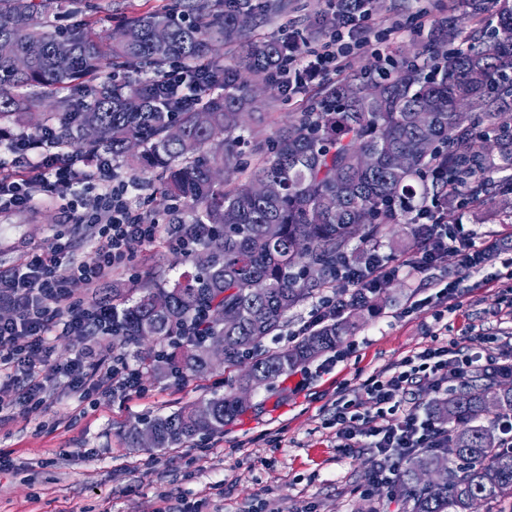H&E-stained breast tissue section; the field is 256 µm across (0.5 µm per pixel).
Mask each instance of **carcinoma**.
<instances>
[{
  "instance_id": "obj_1",
  "label": "carcinoma",
  "mask_w": 512,
  "mask_h": 512,
  "mask_svg": "<svg viewBox=\"0 0 512 512\" xmlns=\"http://www.w3.org/2000/svg\"><path fill=\"white\" fill-rule=\"evenodd\" d=\"M56 3L0 0V44L27 59L18 69L0 57V128L36 118L65 149L158 171L165 213L209 231L172 287L134 289L138 297L119 310L112 335L123 344L150 338L141 364L156 379L182 369L207 373L212 340L227 346L224 367H251L222 394L132 425L126 439L133 447L143 431L154 433L157 449L220 434L245 411L237 391L270 384L336 348L372 302L352 305L351 317L291 347L269 351L263 343L288 311L336 287L340 263L363 265L393 227L407 250L428 241L431 228L415 216L429 204L512 209V0H461L481 28L464 36L436 16L413 50L398 52L388 67L324 84L275 137L253 138L245 165L236 131L273 103L252 89L271 84L287 93L275 73L301 51L298 43L248 32L288 14L292 0H174L128 18L107 40L89 17L65 30L38 22ZM60 44L71 47L64 69L54 57ZM175 64L187 75L177 90L159 82ZM145 68L152 78L126 77ZM473 71L482 75L478 84L469 80ZM458 97L472 101L464 114L453 108ZM363 153L376 157L374 167L362 166ZM398 154L408 168L393 165ZM259 181L277 184L278 194L253 195ZM431 412L448 424V447L401 466L408 512H467L473 499L512 500V453L499 452L496 422L488 420L512 414V369L434 401ZM448 456L461 467L443 469Z\"/></svg>"
}]
</instances>
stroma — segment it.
<instances>
[{"mask_svg":"<svg viewBox=\"0 0 512 512\" xmlns=\"http://www.w3.org/2000/svg\"><path fill=\"white\" fill-rule=\"evenodd\" d=\"M97 30L117 31L128 16L167 8L170 0H96ZM288 16L259 28L262 36L304 32L311 19L330 18V0H294ZM449 0H371L373 29L367 43L351 48L344 58L346 72L374 65L379 57L408 50L418 39L421 10L448 6ZM309 84L293 96H279L263 121H248L243 136L259 131L274 136L277 128L299 112ZM60 198H43L36 210L0 214V272L11 270L20 246L48 248L54 235L73 243L77 260H91L93 244L84 227L63 221ZM448 226L476 243L512 240V216L493 218L468 210L449 213ZM183 256L166 239L152 245H130V261L112 274L113 288L128 290L149 282L172 287L183 271ZM501 257L485 261L481 271L464 277L456 252L439 267L388 279L373 306L348 339L347 359L328 373L300 371L258 388L249 410L226 426L223 434L176 448H133L125 433L146 416L167 414L226 389L230 372L215 364L204 375L184 373L157 381L142 375V396L91 394L82 398L67 388L56 365L71 361L83 349L111 352L116 342L98 335L90 340L55 334L52 356L42 368L47 404L42 412L22 406L0 412V457L11 470L0 472V512H258L270 501L279 512H406L395 489L367 487L376 468L373 449L336 446L327 425L343 384L358 385L396 360L430 344L429 313L402 316L411 295L427 297L454 284L462 304L448 316L447 343L469 328L486 329L499 341L512 340V305L501 290L507 287ZM368 497H360L362 488Z\"/></svg>","mask_w":512,"mask_h":512,"instance_id":"stroma-1","label":"stroma"}]
</instances>
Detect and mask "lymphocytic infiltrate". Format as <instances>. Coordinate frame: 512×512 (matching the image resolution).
Instances as JSON below:
<instances>
[{
	"label": "lymphocytic infiltrate",
	"mask_w": 512,
	"mask_h": 512,
	"mask_svg": "<svg viewBox=\"0 0 512 512\" xmlns=\"http://www.w3.org/2000/svg\"><path fill=\"white\" fill-rule=\"evenodd\" d=\"M345 53L339 33L310 48L306 60L288 66L291 87L327 80L340 68ZM98 170L92 190H78L72 154L62 149L49 130L35 140L18 131L0 146V213L33 210L41 195L52 194L63 198L65 220L86 225L96 243V256L90 263L76 261L67 240L24 258L11 272L0 273V301L16 308L12 319L0 320V380L15 386L22 401L36 411L43 406V384L33 358H49L52 333L60 330L82 336L93 327L107 329L112 317L110 309L87 307L75 299L72 283L82 282L87 291H94L124 265L132 242L150 245L163 237L173 248L188 252L206 235L205 225L164 226L133 208L127 201L128 185L115 173L111 158L102 159ZM419 221L432 228L433 237L416 264L377 253L365 269L343 265L337 292L318 299L301 334L341 319L349 299L372 297L384 280L407 274L414 267H435L447 249L459 252L468 276L479 272L486 255L499 251L498 245L479 246L472 238L450 234L445 213L431 209L421 213ZM466 342L462 335L450 338L444 346L423 347L396 361L387 372L367 378L354 398L339 401L329 425L336 430L339 447L375 450L379 464L370 475V484L391 486L399 462L422 449L448 445L447 424L421 410L415 398L418 386L444 394L479 371L512 365V343L501 346L493 358L471 352ZM64 376L68 386L80 393L89 385L103 393H142L138 369L119 354L111 361L94 363L89 353H81L67 364Z\"/></svg>",
	"instance_id": "obj_1"
}]
</instances>
